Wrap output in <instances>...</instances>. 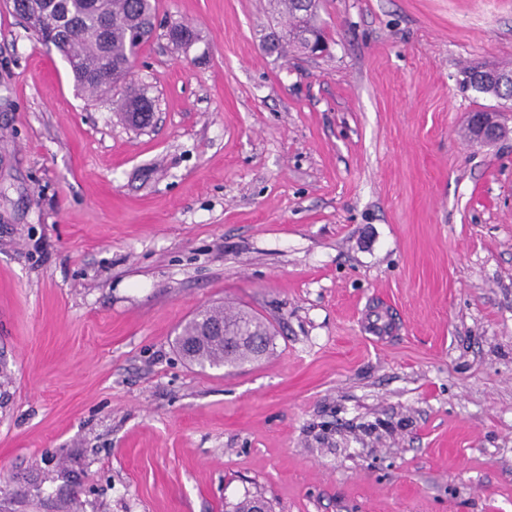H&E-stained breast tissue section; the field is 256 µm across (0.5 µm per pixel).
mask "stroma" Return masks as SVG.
I'll use <instances>...</instances> for the list:
<instances>
[{
  "instance_id": "1",
  "label": "stroma",
  "mask_w": 512,
  "mask_h": 512,
  "mask_svg": "<svg viewBox=\"0 0 512 512\" xmlns=\"http://www.w3.org/2000/svg\"><path fill=\"white\" fill-rule=\"evenodd\" d=\"M156 5L139 131L0 0V512H512V0ZM214 304L274 354L186 362ZM281 9L292 20L284 39V43L278 41L272 43L269 50L283 51L291 47L303 53H307L309 39H324L323 33L316 24V13L319 1L316 0H277ZM490 116L489 113H486ZM483 112H473L468 117V125L475 140L483 143H495L505 137L508 130L499 122Z\"/></svg>"
}]
</instances>
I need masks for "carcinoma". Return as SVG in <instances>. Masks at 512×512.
Returning a JSON list of instances; mask_svg holds the SVG:
<instances>
[{
    "instance_id": "1",
    "label": "carcinoma",
    "mask_w": 512,
    "mask_h": 512,
    "mask_svg": "<svg viewBox=\"0 0 512 512\" xmlns=\"http://www.w3.org/2000/svg\"><path fill=\"white\" fill-rule=\"evenodd\" d=\"M292 20L283 42L269 50L308 51L309 39L321 38L316 24L318 0H277ZM13 11L29 25L44 46L55 49L68 64L76 88L91 96L121 90V119L135 130L147 128L154 104L131 82L135 59L156 30L155 0H39L29 7L12 0ZM167 35L180 48L196 39L191 26L176 23ZM224 326V339L210 336ZM176 345L186 361L201 367L236 366L257 361L274 350L270 324L252 311L226 312L214 306L195 314L183 326ZM226 512H257L258 497L244 496L225 504Z\"/></svg>"
}]
</instances>
